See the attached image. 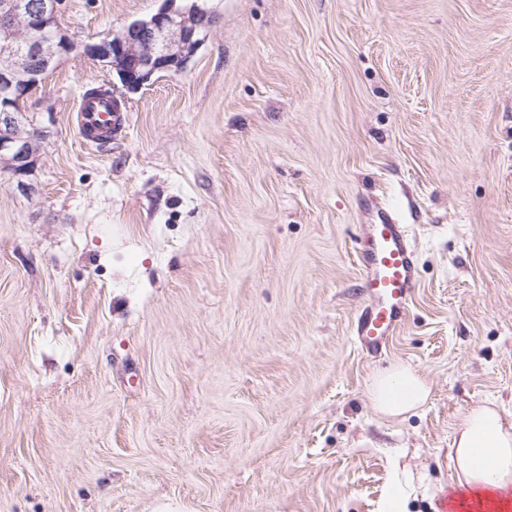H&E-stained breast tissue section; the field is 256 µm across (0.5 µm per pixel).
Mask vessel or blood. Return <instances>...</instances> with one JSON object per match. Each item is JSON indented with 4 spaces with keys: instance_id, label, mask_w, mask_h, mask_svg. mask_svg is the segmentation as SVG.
Returning <instances> with one entry per match:
<instances>
[{
    "instance_id": "b4317fda",
    "label": "vessel or blood",
    "mask_w": 512,
    "mask_h": 512,
    "mask_svg": "<svg viewBox=\"0 0 512 512\" xmlns=\"http://www.w3.org/2000/svg\"><path fill=\"white\" fill-rule=\"evenodd\" d=\"M78 117L86 143L98 146L108 143L124 121L108 96L82 101ZM359 261L369 303L353 332L363 351L376 354L402 324L416 284L415 253L406 225H365Z\"/></svg>"
}]
</instances>
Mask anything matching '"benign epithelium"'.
<instances>
[{
	"mask_svg": "<svg viewBox=\"0 0 512 512\" xmlns=\"http://www.w3.org/2000/svg\"><path fill=\"white\" fill-rule=\"evenodd\" d=\"M62 0H3L0 3V173L22 191L38 161L33 137L20 129L23 101L38 76L74 50L59 25ZM23 22L25 38L16 31ZM208 12L163 0L150 19L130 24L117 36L87 46V52L115 70L124 86L137 89L161 73H181L196 54Z\"/></svg>",
	"mask_w": 512,
	"mask_h": 512,
	"instance_id": "obj_1",
	"label": "benign epithelium"
}]
</instances>
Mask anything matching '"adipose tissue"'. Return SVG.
I'll use <instances>...</instances> for the list:
<instances>
[{
	"instance_id": "ef3b65f1",
	"label": "adipose tissue",
	"mask_w": 512,
	"mask_h": 512,
	"mask_svg": "<svg viewBox=\"0 0 512 512\" xmlns=\"http://www.w3.org/2000/svg\"><path fill=\"white\" fill-rule=\"evenodd\" d=\"M425 378L395 364L375 373L368 394L382 415L398 418L428 399ZM453 469L458 486L469 492L480 512H512V425L491 402L473 407L455 429Z\"/></svg>"
}]
</instances>
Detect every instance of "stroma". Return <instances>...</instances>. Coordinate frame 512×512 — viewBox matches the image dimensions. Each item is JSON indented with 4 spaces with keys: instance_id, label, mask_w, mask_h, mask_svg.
Segmentation results:
<instances>
[{
    "instance_id": "stroma-1",
    "label": "stroma",
    "mask_w": 512,
    "mask_h": 512,
    "mask_svg": "<svg viewBox=\"0 0 512 512\" xmlns=\"http://www.w3.org/2000/svg\"><path fill=\"white\" fill-rule=\"evenodd\" d=\"M184 72L126 88L83 45L162 0H63L75 52L0 175V512H408L452 492L456 426L512 421V0H199ZM129 122L82 144L85 90ZM407 225L386 350L353 335L361 227ZM402 363L430 386L389 419ZM367 388L375 409L392 418L416 411L427 401L430 392L425 378L401 364L375 373ZM408 494L401 484V480L396 478L391 484L385 498L379 505L380 512H407Z\"/></svg>"
}]
</instances>
